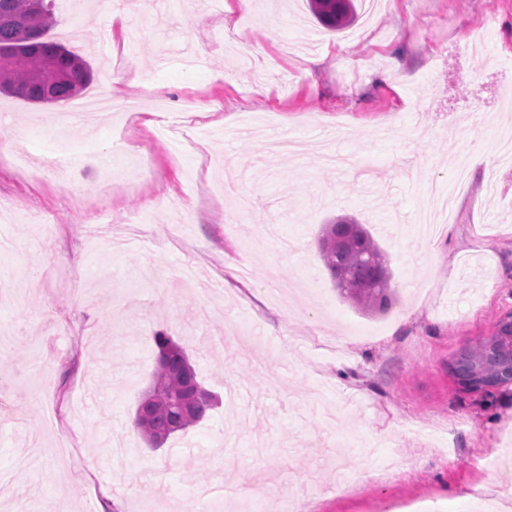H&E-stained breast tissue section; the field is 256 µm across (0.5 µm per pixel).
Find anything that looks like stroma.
Listing matches in <instances>:
<instances>
[{
  "label": "stroma",
  "mask_w": 512,
  "mask_h": 512,
  "mask_svg": "<svg viewBox=\"0 0 512 512\" xmlns=\"http://www.w3.org/2000/svg\"><path fill=\"white\" fill-rule=\"evenodd\" d=\"M134 2L137 42L98 0L54 2L51 35L89 62L90 92L139 103L136 119L88 110L60 135L80 159L65 176L18 166L60 106L0 96V503L199 512L214 485L235 491L229 512L254 496L260 512H485L511 497L512 388L468 391L450 364L512 311V169L485 188L512 132V0H379L314 47L306 0L229 20L211 0ZM191 46L202 70L161 67ZM112 176V195H93ZM434 181L458 198L424 237ZM341 218L388 255L386 313L343 298L322 262L321 228ZM159 330L219 403L153 449L130 421Z\"/></svg>",
  "instance_id": "1"
}]
</instances>
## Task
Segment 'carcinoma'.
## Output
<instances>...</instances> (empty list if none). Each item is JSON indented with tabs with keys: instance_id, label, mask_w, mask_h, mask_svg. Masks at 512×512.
Segmentation results:
<instances>
[{
	"instance_id": "carcinoma-1",
	"label": "carcinoma",
	"mask_w": 512,
	"mask_h": 512,
	"mask_svg": "<svg viewBox=\"0 0 512 512\" xmlns=\"http://www.w3.org/2000/svg\"><path fill=\"white\" fill-rule=\"evenodd\" d=\"M53 0H0V93L49 105L85 90L90 68L85 60L46 38L55 25ZM312 14L327 28L340 30L354 17L353 0H309ZM323 263L339 293L366 312L392 305L391 271L386 253L371 233L353 220L323 226L318 241ZM512 336V312L501 317L492 335L460 350L451 369L462 386L479 375L490 382L512 375V356L500 350V337ZM158 350L149 390L133 420L152 448L205 417L209 404L195 405L199 385L186 348L163 331L153 336Z\"/></svg>"
}]
</instances>
